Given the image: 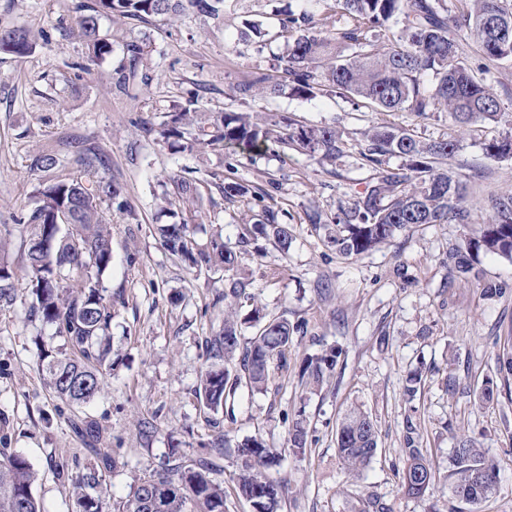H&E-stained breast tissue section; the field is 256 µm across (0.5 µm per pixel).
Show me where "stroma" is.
Segmentation results:
<instances>
[{"label": "stroma", "instance_id": "stroma-1", "mask_svg": "<svg viewBox=\"0 0 512 512\" xmlns=\"http://www.w3.org/2000/svg\"><path fill=\"white\" fill-rule=\"evenodd\" d=\"M78 3L0 0V30L24 27L41 38L30 54L0 53V258L22 266L18 220L34 207L33 191L44 177L32 167L39 154H55V176L72 178L87 172L83 152L96 153L104 162L99 175L121 187L128 208L112 215L113 260L102 276L112 295L114 367L93 401L73 409L52 397L38 346L62 351L66 345L52 326L29 319L26 290L0 308V446L33 465V493L43 512H71L72 484L59 470L75 473L93 461L72 426L77 418L95 422L98 447L111 452L106 480L116 501L146 469L207 457L226 492L225 512H253L234 492V447L256 438L277 451L267 475L288 487L279 512H360L371 495L383 512H451L440 478L457 437L465 435L486 448L499 468L496 497L474 512H512V395L502 388L488 403L475 401L483 380L496 376L497 355L512 333V260L478 253L473 261L483 278L464 282L446 258L481 223L489 196L512 191V158L493 159L483 150L488 141L512 134V66L491 67L487 75L502 119L460 129L444 111L423 118L372 111L335 94L301 98L286 91L244 101L234 92L237 84L279 72L288 36L278 28V12L309 6L322 18L331 0H232L223 18L189 12L173 23L104 15L99 34L112 50L94 62L77 25ZM250 21L263 22L266 34L245 43L240 33ZM132 41L149 47L135 65L125 49ZM192 96L206 112L283 114L333 126L346 143L332 166L294 151L284 158L270 153L237 159L236 179L268 190L267 205L291 226L288 255L240 246L237 226L250 215L249 199L224 198L214 186L204 192L198 242L222 230L255 304L305 326L286 363L270 365L264 389H241L232 410L218 414L203 407L196 391L207 367L205 341L224 322V307L216 302L224 273L186 267L165 249L158 225L180 221L186 212L182 202L165 197L168 178L224 175L226 156L209 148L176 153L159 134L142 129L146 123L156 128L173 102ZM378 125L410 129L425 142L454 138L445 165L466 186L464 204L473 222L403 230L349 259L336 253L311 217L333 215L355 201L369 176L358 149L366 131ZM488 284L502 287V294L484 295ZM333 348L340 352L335 367L320 386H306V360ZM450 366L462 378L452 398L441 384ZM416 369L423 381L410 400L405 387ZM354 405L373 417L379 443L357 477L348 475L336 449V427ZM295 419L308 431L302 454L288 444ZM411 426L439 478L420 496L401 487ZM223 435L230 448L213 453Z\"/></svg>", "mask_w": 512, "mask_h": 512}]
</instances>
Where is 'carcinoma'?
Masks as SVG:
<instances>
[{"mask_svg": "<svg viewBox=\"0 0 512 512\" xmlns=\"http://www.w3.org/2000/svg\"><path fill=\"white\" fill-rule=\"evenodd\" d=\"M228 0H96L77 6L78 24L87 41L91 60L110 52L99 37V17L176 18L187 11L218 17ZM460 7L448 15L447 0H334L337 14L348 24L329 29L308 11L290 12L278 19L281 31L290 34L288 48L280 58L282 81L264 76L236 86L242 100L256 95L281 94L290 89L300 97L338 93L375 111L412 112L426 116L446 111L456 124L498 119L501 105L488 85L489 70L474 71L462 57L458 33L475 40L488 61L512 64V0H458ZM392 18L399 20L398 33L382 41L375 31ZM36 48V39L26 28L0 31V52L26 55ZM161 135L187 151L199 147L219 148L228 156L260 155L270 146L282 152L301 151L321 165L336 164L344 153L341 133L332 126H305L291 118L266 120L245 112H202L197 102L169 113ZM451 140L425 142L405 128L383 126L368 134L360 156L371 167L365 187L348 208L331 219L336 234L329 243L336 253L359 257L385 243L398 231L425 224H469L471 214L463 206L465 186L441 160L454 150ZM490 158L512 157V137L484 145ZM406 161L404 168H391L387 157ZM172 194L189 206L202 198L203 180L170 178ZM225 198L251 197L261 208L243 225L239 243L248 245L257 237L266 239L282 255L293 241L291 229L277 222V214L264 205L266 193L227 176L217 184ZM118 196L112 181L99 178L92 184L78 179H52L38 183L35 207L19 219L27 230L23 271L30 289L28 317L56 327L69 352L40 346L39 357L46 383L61 402L80 407L102 389L112 370V296L102 287V275L112 264V233L102 204ZM66 209L71 222H57ZM491 215L479 225L476 235L463 247L449 251L448 261L463 277L473 273L470 253L484 251L512 259V193L490 198ZM165 249L188 266H220L224 269L222 300L224 323L205 343L212 361L200 377L198 394L204 407L217 414L238 391L260 390L270 363L285 356L293 336L303 325L254 310L251 322L256 334L242 342L241 323L230 310L246 297L248 282L238 276L237 255L226 248L220 233L200 244L193 223L160 227ZM19 277L0 261V306L13 304ZM339 353L310 362L307 383L323 382L325 370L333 367ZM413 428H408L404 448L407 460L402 485L411 495H420L433 485L434 471L423 449L417 447ZM290 447L302 452L307 445L303 422L289 428ZM336 446L346 469L353 475L376 454L378 436L370 415L351 408L336 428ZM240 460L236 476L237 495L250 497L262 512H278L285 487L265 474L275 459L273 451L257 439L237 446ZM111 455L97 452L91 463L71 478L78 512H104L111 500L106 472ZM208 459L149 469L133 491L113 505V512H224V488L211 478ZM36 472L28 459L0 450V512H42L32 492ZM453 499L466 494L470 505L481 504L497 493V472L487 450L474 440H462L453 449L445 477Z\"/></svg>", "mask_w": 512, "mask_h": 512, "instance_id": "carcinoma-1", "label": "carcinoma"}]
</instances>
